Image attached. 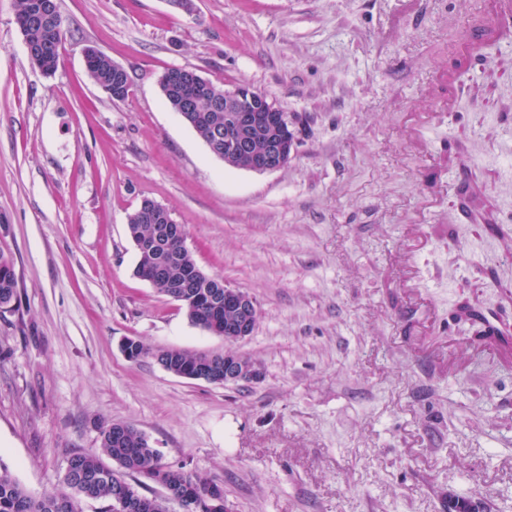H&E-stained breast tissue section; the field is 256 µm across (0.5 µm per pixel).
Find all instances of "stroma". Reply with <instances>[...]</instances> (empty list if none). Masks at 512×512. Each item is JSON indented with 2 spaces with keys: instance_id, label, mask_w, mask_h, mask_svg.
Segmentation results:
<instances>
[{
  "instance_id": "1",
  "label": "stroma",
  "mask_w": 512,
  "mask_h": 512,
  "mask_svg": "<svg viewBox=\"0 0 512 512\" xmlns=\"http://www.w3.org/2000/svg\"><path fill=\"white\" fill-rule=\"evenodd\" d=\"M62 0L61 63L28 57L0 0V461L61 487L99 427L134 424L164 464L219 483L228 512H512V357L470 344L459 304L512 323V46L490 44L442 100L474 0ZM94 46L130 77L115 101ZM188 68L246 83L300 121L274 172L227 166L166 104ZM471 164L461 206L448 168ZM150 199L201 270L259 319L234 351L256 383L175 376L149 348L222 350L134 273L127 220ZM112 59L100 50L97 53L88 68L86 67L88 77L98 86H107L110 81V70L112 66V87L113 78L117 81L123 75H126V69L118 64L113 63ZM13 261L0 252V309L12 307L17 300V283L14 275Z\"/></svg>"
}]
</instances>
